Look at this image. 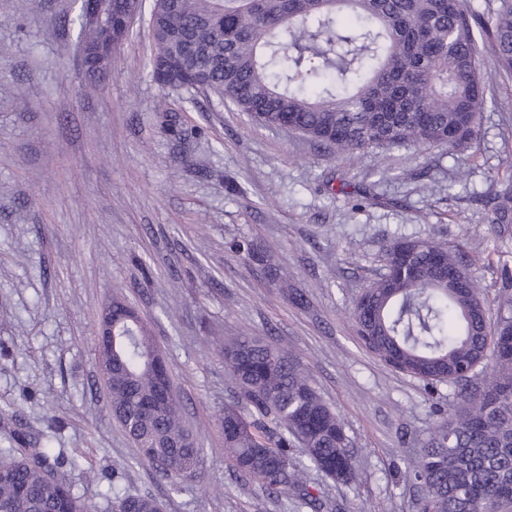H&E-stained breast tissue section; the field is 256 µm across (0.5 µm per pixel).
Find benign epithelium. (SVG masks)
Returning a JSON list of instances; mask_svg holds the SVG:
<instances>
[{
	"mask_svg": "<svg viewBox=\"0 0 512 512\" xmlns=\"http://www.w3.org/2000/svg\"><path fill=\"white\" fill-rule=\"evenodd\" d=\"M106 0H80L83 11V27L91 33L102 27L111 31L109 40L96 41L85 38L79 44V68L87 70L92 67L99 72L107 70L112 61V54L125 42L135 21L142 17L145 0H123L121 5V24L114 28L112 16L104 9ZM112 303H105L100 311L98 328V370L106 380L112 373Z\"/></svg>",
	"mask_w": 512,
	"mask_h": 512,
	"instance_id": "1",
	"label": "benign epithelium"
}]
</instances>
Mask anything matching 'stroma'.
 Returning a JSON list of instances; mask_svg holds the SVG:
<instances>
[{"label":"stroma","mask_w":512,"mask_h":512,"mask_svg":"<svg viewBox=\"0 0 512 512\" xmlns=\"http://www.w3.org/2000/svg\"><path fill=\"white\" fill-rule=\"evenodd\" d=\"M75 0H0V448L17 432L62 451L75 492L112 486L164 512H306L241 477L220 418L237 392L221 351L241 333L285 347L343 422L361 477L307 481L322 512H414L407 476L434 427L424 382L362 346L350 310L383 269L382 248L427 236L460 248L489 321L512 303V224L488 200L512 178V75L496 79L476 138L350 158L231 103L151 76L139 18L106 78L78 68ZM364 192L356 208L341 183ZM287 271L280 288L234 242ZM125 299L165 358L198 479L174 488L108 406L97 369L101 307Z\"/></svg>","instance_id":"stroma-1"}]
</instances>
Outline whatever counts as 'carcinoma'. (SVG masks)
Instances as JSON below:
<instances>
[{
    "label": "carcinoma",
    "mask_w": 512,
    "mask_h": 512,
    "mask_svg": "<svg viewBox=\"0 0 512 512\" xmlns=\"http://www.w3.org/2000/svg\"><path fill=\"white\" fill-rule=\"evenodd\" d=\"M466 0H174L150 16L158 49L181 35L185 66L207 95L229 99L263 125L289 127L340 154L402 145L454 148L476 133L488 87ZM498 69L512 74V0L486 21ZM494 224L512 222V180L493 198ZM288 283L264 253L236 243ZM384 272L352 315L378 359L431 387L454 385L457 402L411 466L416 512H512V305L495 334L479 284L457 249L420 236L384 248ZM112 416L140 463L179 487L197 476L201 449L182 421L167 365L144 325H117ZM237 395L224 405V451L235 469L275 496L322 507L307 485L311 464L351 483L358 467L345 427L286 351L257 336L224 339ZM0 450V512H80L89 507L51 449L23 434ZM106 512H161L132 492L103 495Z\"/></svg>",
    "instance_id": "1"
}]
</instances>
